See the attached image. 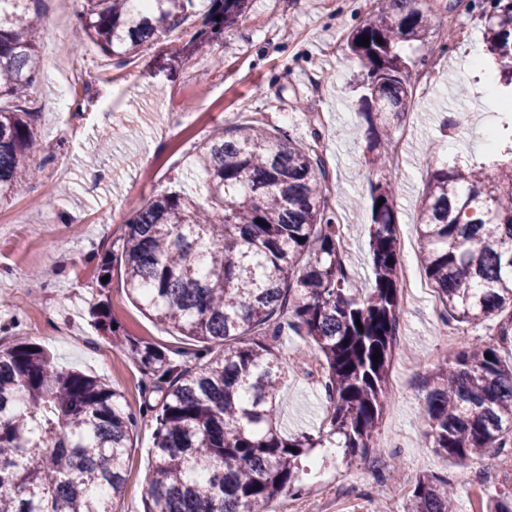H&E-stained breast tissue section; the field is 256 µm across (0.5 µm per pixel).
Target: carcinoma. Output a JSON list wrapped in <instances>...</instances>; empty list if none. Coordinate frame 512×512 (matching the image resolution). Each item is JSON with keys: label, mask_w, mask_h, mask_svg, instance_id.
<instances>
[{"label": "carcinoma", "mask_w": 512, "mask_h": 512, "mask_svg": "<svg viewBox=\"0 0 512 512\" xmlns=\"http://www.w3.org/2000/svg\"><path fill=\"white\" fill-rule=\"evenodd\" d=\"M248 0H79L80 29L121 66L163 39L182 46L163 67L213 46ZM347 47L372 137V161L387 164L381 135L412 98L398 44L428 26L426 0H376ZM41 0H0V199L37 178L41 147L28 91L43 76ZM502 84L512 87V0L478 11ZM369 37V45L357 44ZM42 161L35 163L36 156ZM491 178L458 159L426 172L418 224L420 263L442 321L506 316L498 340L455 352L426 385L427 437L459 461L512 446V133ZM315 146L254 123L215 131L183 164V179L127 221L115 261L124 287L155 319L199 343L189 359L130 335L99 300L89 314L104 339L126 349L158 403L146 470L145 512H263L295 488L300 457L339 438L350 461L375 452L389 396L400 314L394 184L371 187L369 247L374 285H354L341 253V224L328 201ZM362 328H357L355 320ZM294 332L324 361L328 431L285 434L278 421L287 361L277 339ZM379 354L373 362L372 355ZM99 378L58 367L35 342L0 348V512H116L138 417ZM448 479L414 484L406 512H453Z\"/></svg>", "instance_id": "carcinoma-1"}]
</instances>
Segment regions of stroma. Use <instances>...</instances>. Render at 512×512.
Returning a JSON list of instances; mask_svg holds the SVG:
<instances>
[{"mask_svg":"<svg viewBox=\"0 0 512 512\" xmlns=\"http://www.w3.org/2000/svg\"><path fill=\"white\" fill-rule=\"evenodd\" d=\"M433 20L425 35L403 43L402 55L417 59L413 96L393 131L396 149L381 167L368 160V124L360 114L354 83L357 63L348 34L376 7L375 0H249L242 19L226 30L209 56L187 58L176 73L161 70L169 42L149 46L135 63L115 68L93 44L77 53L62 51L80 26L77 0H43V77L30 90L39 114L37 130L56 150L40 178L0 200V345L24 337L47 348L57 366L99 377L142 412L143 376L126 351L112 346L91 325L87 299L103 294L111 314L133 335L171 350L196 343L142 311L113 271L108 287L98 282L105 252L116 250L126 219L169 187L183 158L213 130L258 121L310 140L328 171L329 201L348 229L345 263L358 285L373 282L369 251L370 190L387 170L394 186L398 221L404 226L400 259L414 284L426 283L419 260L416 222L429 162L457 154L476 167H491L487 125H512L484 92V75L468 61L482 44V30L463 0H427ZM80 73L67 93L58 84ZM104 74L111 85L89 88L86 75ZM469 109L464 131L447 126L459 106ZM112 153L97 155L104 132ZM155 165L152 181L142 169ZM120 223H113V215ZM434 293L402 300L399 344L390 395L374 433L375 454L351 464L343 449L315 448L302 457L299 491L270 502L267 512H405L416 479L446 477L456 493L457 512H470L479 498L512 492V477L493 472L512 459V448L466 462L429 447L422 408L425 381L446 357L463 347L497 339V320L442 323ZM288 360L280 423L284 432L317 434L328 415L323 360L304 337H281ZM153 426L140 423L130 450L125 495L119 512H144L143 476L152 461Z\"/></svg>","mask_w":512,"mask_h":512,"instance_id":"35a3bbf8","label":"stroma"}]
</instances>
